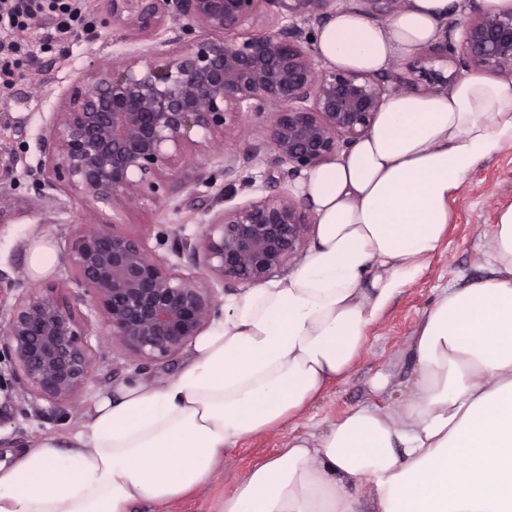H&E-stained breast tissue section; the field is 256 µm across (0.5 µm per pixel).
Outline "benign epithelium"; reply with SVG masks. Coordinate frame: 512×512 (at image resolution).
<instances>
[{"label": "benign epithelium", "instance_id": "1", "mask_svg": "<svg viewBox=\"0 0 512 512\" xmlns=\"http://www.w3.org/2000/svg\"><path fill=\"white\" fill-rule=\"evenodd\" d=\"M112 26L156 46L84 71L62 94L42 144L44 179L89 211L115 212L160 198L166 172L188 149L235 133L249 114L265 118L279 190L214 213L197 238L175 236L186 273L112 224H80L66 280L32 288L0 321V352L27 392L53 408L71 403L96 360L79 304L98 310L105 336L139 364L169 360L218 317L215 284L253 285L297 256L312 223L293 181L336 158L373 126L386 96L438 94L434 68L362 74L316 63L294 21L255 30L264 6L294 18L307 3L342 0H108ZM459 48L436 41L425 61L458 55L454 77L512 75V9L459 22ZM200 140H195V137ZM82 289L74 295L70 285Z\"/></svg>", "mask_w": 512, "mask_h": 512}]
</instances>
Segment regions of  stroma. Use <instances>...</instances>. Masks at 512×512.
<instances>
[{
  "label": "stroma",
  "mask_w": 512,
  "mask_h": 512,
  "mask_svg": "<svg viewBox=\"0 0 512 512\" xmlns=\"http://www.w3.org/2000/svg\"><path fill=\"white\" fill-rule=\"evenodd\" d=\"M92 6V28L62 37L49 50L40 48L45 30L28 31L31 53L20 63L22 77L0 97V273L12 278L27 272L32 244L45 239L56 255V265L44 278H29L32 287L67 278L76 225H114L121 233L143 238L148 249L165 256L169 248L161 244V235L172 231L200 234L211 217L205 206L224 186L236 189L239 202L274 191L271 177L275 170L266 162L267 126L252 115L223 143L191 148L190 160L178 162L173 171L174 191L159 202L145 200L117 214L107 207L92 213L79 197L37 185L33 172L42 158L41 139L62 92L90 64L152 46L151 41L133 38L107 24V0H93ZM235 158L241 161L239 168L225 174V162ZM246 178L252 179V187L243 186ZM511 204L512 146L507 145L479 162L450 198L448 233L436 254L370 327L365 348L347 374L330 384L303 417L225 452L212 480L179 501L166 507L141 501L130 512H220L225 495L238 481L287 447L292 436L309 432L316 423L328 427L358 407L386 411L405 402L417 376L411 350L417 321L441 289L461 288L491 276L487 253L493 226L498 210ZM81 313L90 328L88 341L97 369L75 408L49 411L45 401L31 396L12 375L8 361L0 360V452L15 453L41 435L66 437L121 386L163 382L190 359L191 351L186 348L172 361L140 372L124 347L101 336L97 311L85 306Z\"/></svg>",
  "instance_id": "35a3bbf8"
}]
</instances>
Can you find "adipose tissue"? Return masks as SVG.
<instances>
[{
	"label": "adipose tissue",
	"mask_w": 512,
	"mask_h": 512,
	"mask_svg": "<svg viewBox=\"0 0 512 512\" xmlns=\"http://www.w3.org/2000/svg\"><path fill=\"white\" fill-rule=\"evenodd\" d=\"M458 0H401L388 24L342 9L317 31L328 68L386 71L434 41ZM512 144V84L479 77L400 93L343 157L310 171L311 254L233 298L170 380L119 388L66 441L0 463V512H129L208 482L225 451L300 417L362 353L449 224L448 200ZM494 277L442 290L420 317L415 391L293 437L253 467L222 512H512V205L492 235ZM367 486L369 502L354 488Z\"/></svg>",
	"instance_id": "obj_1"
}]
</instances>
